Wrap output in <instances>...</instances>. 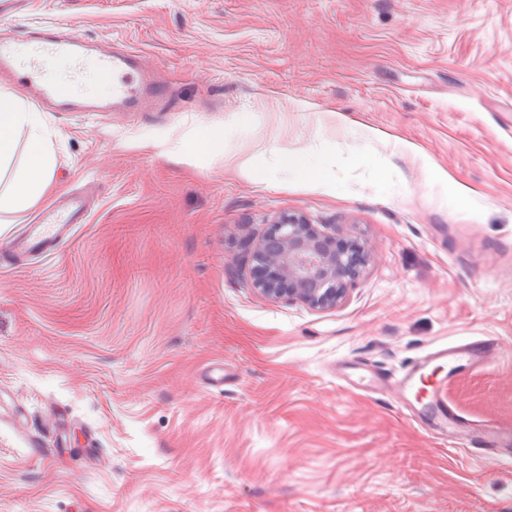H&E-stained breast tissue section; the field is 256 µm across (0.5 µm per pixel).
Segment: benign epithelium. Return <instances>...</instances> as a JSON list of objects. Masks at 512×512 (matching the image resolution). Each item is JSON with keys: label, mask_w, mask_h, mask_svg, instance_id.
I'll return each mask as SVG.
<instances>
[{"label": "benign epithelium", "mask_w": 512, "mask_h": 512, "mask_svg": "<svg viewBox=\"0 0 512 512\" xmlns=\"http://www.w3.org/2000/svg\"><path fill=\"white\" fill-rule=\"evenodd\" d=\"M251 287L264 299L299 301L314 310L341 307L349 286L363 273L368 250L342 239L301 213H283L253 246Z\"/></svg>", "instance_id": "obj_1"}]
</instances>
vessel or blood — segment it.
I'll return each mask as SVG.
<instances>
[{"label": "vessel or blood", "mask_w": 512, "mask_h": 512, "mask_svg": "<svg viewBox=\"0 0 512 512\" xmlns=\"http://www.w3.org/2000/svg\"><path fill=\"white\" fill-rule=\"evenodd\" d=\"M58 59L72 61V75L76 78L89 62L111 75L110 99L78 98L56 85L48 77L47 65ZM1 71L22 73L33 100L61 112H108L117 105L133 111L144 102L160 100L164 93L162 86L145 74L136 52L117 47L90 52L84 39L54 24L22 35H0ZM87 211L86 198L77 195L43 212L12 244L14 256L42 253L50 244L69 238L73 225L85 222ZM499 353L500 344L494 338L437 348L420 357L393 384L392 390L396 397H404L408 390L428 378L437 362H447L452 370L462 372L490 363ZM417 416L430 430L448 436L452 445L477 449L480 458L490 465L512 467V432L491 424L480 434H469L455 408L440 397L423 404Z\"/></svg>", "instance_id": "1"}]
</instances>
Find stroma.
I'll return each instance as SVG.
<instances>
[{
  "instance_id": "1",
  "label": "stroma",
  "mask_w": 512,
  "mask_h": 512,
  "mask_svg": "<svg viewBox=\"0 0 512 512\" xmlns=\"http://www.w3.org/2000/svg\"><path fill=\"white\" fill-rule=\"evenodd\" d=\"M50 24L136 51L165 97L44 115L48 200L92 209L51 254L0 250V512H512V470L357 384L491 336L433 382L512 428V0H0V34ZM203 126L223 154L171 153ZM302 148L332 192L278 168ZM285 211L367 242L340 308L252 288Z\"/></svg>"
}]
</instances>
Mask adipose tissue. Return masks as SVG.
<instances>
[{
  "label": "adipose tissue",
  "mask_w": 512,
  "mask_h": 512,
  "mask_svg": "<svg viewBox=\"0 0 512 512\" xmlns=\"http://www.w3.org/2000/svg\"><path fill=\"white\" fill-rule=\"evenodd\" d=\"M24 149L23 161H16L17 149ZM281 167L310 186L329 189L327 161L315 160L307 152L281 153ZM56 164L54 145L42 116L12 93H0V214L16 213L30 207L46 193Z\"/></svg>",
  "instance_id": "ef3b65f1"
}]
</instances>
